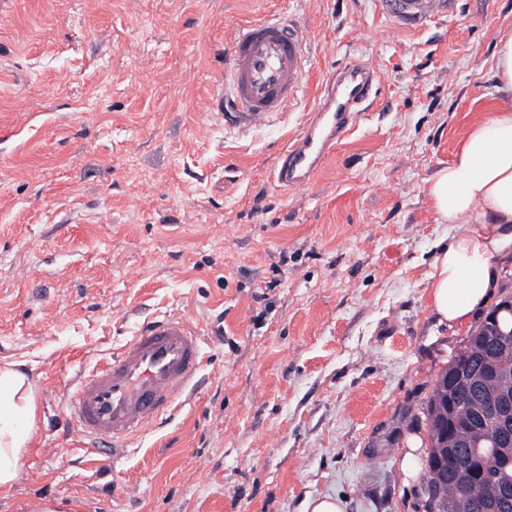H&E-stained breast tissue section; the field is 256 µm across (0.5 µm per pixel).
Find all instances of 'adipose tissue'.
I'll use <instances>...</instances> for the list:
<instances>
[{
	"instance_id": "1",
	"label": "adipose tissue",
	"mask_w": 512,
	"mask_h": 512,
	"mask_svg": "<svg viewBox=\"0 0 512 512\" xmlns=\"http://www.w3.org/2000/svg\"><path fill=\"white\" fill-rule=\"evenodd\" d=\"M494 76L500 93L424 193L439 223L456 230L429 275V305L449 327L468 325L498 285L496 257L512 249V35L500 38ZM35 382L23 362L0 363V494L9 493L38 420Z\"/></svg>"
}]
</instances>
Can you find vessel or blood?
<instances>
[{
  "label": "vessel or blood",
  "instance_id": "1",
  "mask_svg": "<svg viewBox=\"0 0 512 512\" xmlns=\"http://www.w3.org/2000/svg\"><path fill=\"white\" fill-rule=\"evenodd\" d=\"M393 29L406 32L443 14L448 0H377ZM309 43L292 20L265 14L238 24L229 44L219 101L229 120L251 128L270 124L300 98L310 64ZM375 82L366 65L351 62L329 74L272 168L278 188L312 183L325 160L355 127ZM202 338L186 317L165 314L139 326L108 357L80 374L66 392L75 433L103 456L147 433L171 415L202 369Z\"/></svg>",
  "mask_w": 512,
  "mask_h": 512
}]
</instances>
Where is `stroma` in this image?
<instances>
[{"label": "stroma", "instance_id": "stroma-1", "mask_svg": "<svg viewBox=\"0 0 512 512\" xmlns=\"http://www.w3.org/2000/svg\"><path fill=\"white\" fill-rule=\"evenodd\" d=\"M279 9L311 46L300 103L225 125L235 26ZM511 34L512 0L407 33L376 0H0V360L40 404L0 512H424L420 414L470 331L429 308L455 228L423 186L491 112ZM351 60L371 108L310 186L278 189L276 154ZM167 313L200 326L206 383L87 480L62 393Z\"/></svg>", "mask_w": 512, "mask_h": 512}]
</instances>
